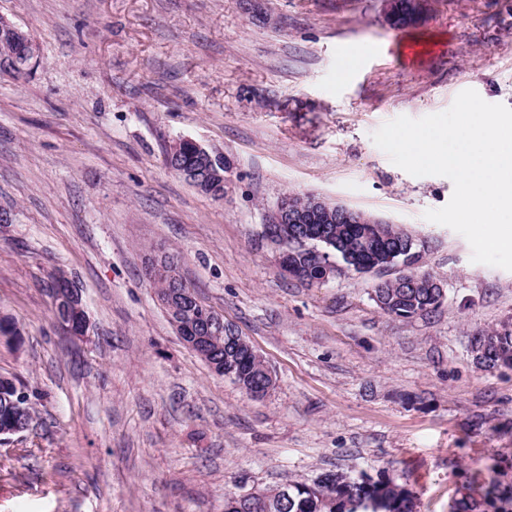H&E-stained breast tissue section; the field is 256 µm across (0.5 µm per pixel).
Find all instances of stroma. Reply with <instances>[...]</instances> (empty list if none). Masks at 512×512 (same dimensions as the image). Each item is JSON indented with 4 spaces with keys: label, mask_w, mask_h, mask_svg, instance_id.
Wrapping results in <instances>:
<instances>
[{
    "label": "stroma",
    "mask_w": 512,
    "mask_h": 512,
    "mask_svg": "<svg viewBox=\"0 0 512 512\" xmlns=\"http://www.w3.org/2000/svg\"><path fill=\"white\" fill-rule=\"evenodd\" d=\"M40 47L0 75V374L33 392L30 429L0 444V512H224L254 485L330 472L393 478L414 512L484 503L512 482V368L470 341L512 326V271L472 262L423 214L450 200L372 141L466 89L512 107V0H430L392 24L385 0H0ZM188 137L224 154V198L164 160ZM313 194L413 234L446 298L385 314L376 275L320 286L282 272L264 224ZM179 251L181 279L264 357L256 399L180 341L145 277ZM80 288L89 333L65 336L51 275Z\"/></svg>",
    "instance_id": "obj_1"
}]
</instances>
